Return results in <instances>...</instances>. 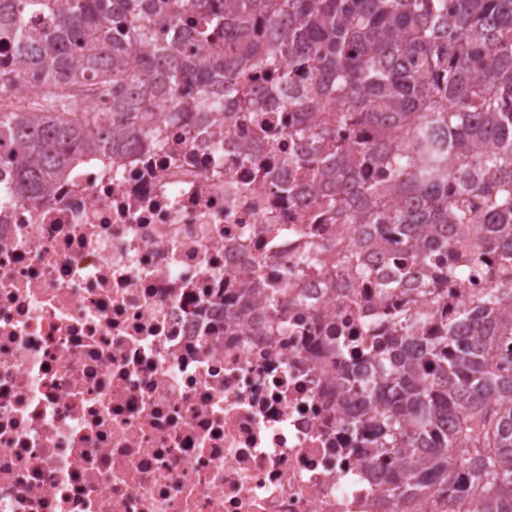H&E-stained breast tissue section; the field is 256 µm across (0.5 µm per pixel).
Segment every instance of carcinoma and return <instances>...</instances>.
<instances>
[{"label":"carcinoma","instance_id":"1","mask_svg":"<svg viewBox=\"0 0 512 512\" xmlns=\"http://www.w3.org/2000/svg\"><path fill=\"white\" fill-rule=\"evenodd\" d=\"M0 95L38 70L44 91L23 112L0 107V168L13 190L34 196L84 155L114 156L128 139L154 141L162 118L198 107L224 120V95L254 107L235 71L261 64L310 83L288 99V132L326 166L318 206L342 224L387 232L425 226L431 239L392 270L429 266L422 288L461 279L479 258L448 227L477 234L498 283L469 319L468 341L443 326L387 350L402 361L390 380L403 395L379 410L376 453L408 461L416 452L446 463L448 489L475 498L480 512L512 500V0H0ZM209 59L201 69L196 58ZM90 94L112 96V111H80ZM316 113L319 123L308 116ZM358 134L348 146L336 137ZM485 142L499 149L486 152ZM459 430H442L443 416ZM496 455L477 467L460 444L488 435Z\"/></svg>","mask_w":512,"mask_h":512}]
</instances>
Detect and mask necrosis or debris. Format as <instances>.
<instances>
[{"label": "necrosis or debris", "instance_id": "4bbe7bcc", "mask_svg": "<svg viewBox=\"0 0 512 512\" xmlns=\"http://www.w3.org/2000/svg\"><path fill=\"white\" fill-rule=\"evenodd\" d=\"M247 87L257 112L225 103L224 132L175 118L0 202V512H474L444 473L386 495L404 466L354 447L376 418L344 381L379 378L400 320L434 335L490 281L437 296L414 265L381 287L405 237L325 219L287 84Z\"/></svg>", "mask_w": 512, "mask_h": 512}]
</instances>
